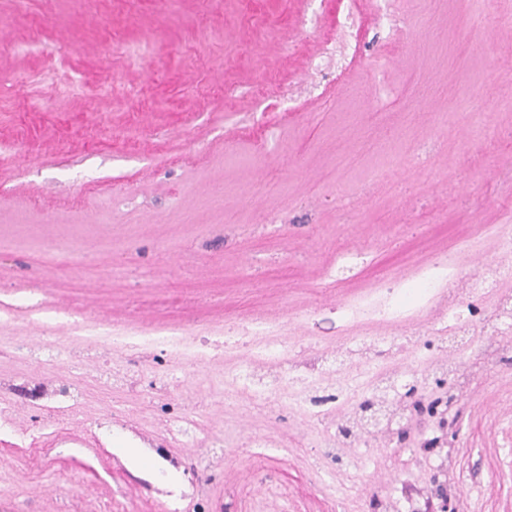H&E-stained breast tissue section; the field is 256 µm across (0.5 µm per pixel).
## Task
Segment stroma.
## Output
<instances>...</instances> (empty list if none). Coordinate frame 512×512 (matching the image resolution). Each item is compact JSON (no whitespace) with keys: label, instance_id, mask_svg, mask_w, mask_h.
<instances>
[{"label":"stroma","instance_id":"35a3bbf8","mask_svg":"<svg viewBox=\"0 0 512 512\" xmlns=\"http://www.w3.org/2000/svg\"><path fill=\"white\" fill-rule=\"evenodd\" d=\"M398 41L365 17L344 67L304 72L346 0H0V395L25 436L0 433V512H385L388 489L431 485L434 456H390L381 440L362 467L326 453L322 425L291 399L256 405L224 380L274 320L309 359L350 338L399 336L403 359L427 344L434 309L383 321L380 302L457 245L501 262L495 225L512 221V27L471 24V0H396ZM121 32L133 60L113 55ZM291 38L301 55L283 59ZM135 78L143 98L98 101L66 89ZM286 80L269 82L276 72ZM404 130L394 183L370 182L367 155L337 169L368 131ZM423 146L431 164L413 162ZM347 207H339V196ZM112 248L94 250L97 240ZM365 252L339 274L336 242ZM81 248L73 263L30 266L32 248ZM120 265L111 294L78 287L87 267ZM180 325L182 352L235 336L223 359L182 368L151 350L130 365L84 345L66 320ZM60 320L44 332L39 320ZM58 364L42 372V336ZM177 372V383L162 375ZM78 386L73 417H33L40 386ZM451 451L454 512H512V363L484 366ZM196 414V440L152 447L170 418ZM263 447H254L255 439ZM165 454L171 480L132 455Z\"/></svg>","mask_w":512,"mask_h":512}]
</instances>
